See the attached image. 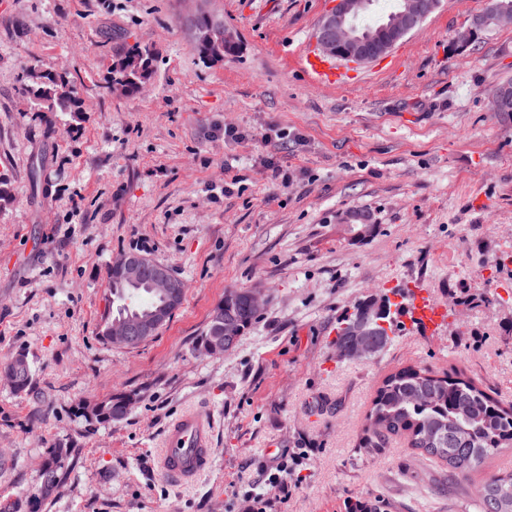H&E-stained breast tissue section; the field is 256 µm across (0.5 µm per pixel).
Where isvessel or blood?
<instances>
[{"label":"vessel or blood","mask_w":512,"mask_h":512,"mask_svg":"<svg viewBox=\"0 0 512 512\" xmlns=\"http://www.w3.org/2000/svg\"><path fill=\"white\" fill-rule=\"evenodd\" d=\"M306 69L323 82H342L345 73L317 53L307 54ZM213 413L210 408L188 410L172 420L164 431L162 469L166 476L190 483L210 465L213 455Z\"/></svg>","instance_id":"obj_1"}]
</instances>
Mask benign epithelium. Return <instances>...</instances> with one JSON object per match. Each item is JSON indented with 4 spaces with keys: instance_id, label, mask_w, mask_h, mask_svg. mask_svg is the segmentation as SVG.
I'll return each mask as SVG.
<instances>
[{
    "instance_id": "benign-epithelium-1",
    "label": "benign epithelium",
    "mask_w": 512,
    "mask_h": 512,
    "mask_svg": "<svg viewBox=\"0 0 512 512\" xmlns=\"http://www.w3.org/2000/svg\"><path fill=\"white\" fill-rule=\"evenodd\" d=\"M369 0H336L333 9L319 21L316 29L315 43L317 49L325 56L336 57L354 64L371 63L385 56L403 37L421 28L424 20L437 7V0H413L407 8L399 13L388 25V37L379 35H358L353 21L365 10ZM493 25L495 27L512 25V11L496 10L482 14L464 30L459 32L454 41L457 52L466 50L474 40L475 27ZM113 264L125 269V278L131 282H148L151 287L175 302L185 294L183 282L176 278L165 265L143 256L124 253L113 260ZM388 296L381 294L370 298L374 308L364 305L356 307L346 324L348 342L336 347L337 357L366 358L374 349L373 336L377 329L372 327L370 318L387 305ZM172 310L159 311L149 317H132L112 325L111 335L119 337L127 347H137L151 339L169 318ZM224 322V344L213 348L212 354L223 355L237 341L235 324L231 320Z\"/></svg>"
}]
</instances>
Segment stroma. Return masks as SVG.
<instances>
[{"mask_svg":"<svg viewBox=\"0 0 512 512\" xmlns=\"http://www.w3.org/2000/svg\"><path fill=\"white\" fill-rule=\"evenodd\" d=\"M0 7V512H476V491L512 471L501 449L463 481L402 440L362 448L377 388L415 364L462 374L512 404V116L491 111L512 80V26L456 52L488 0H441L418 32L354 81L303 65L332 0H5ZM223 20L240 52L206 63L190 24ZM154 51L133 97L113 92L116 53ZM77 82L82 120L43 117L36 76ZM240 137L225 138V125ZM232 190H225V183ZM375 226L354 239L345 212ZM134 252L169 267L182 305L134 348L101 339L107 271ZM230 288L267 304L221 356L198 348ZM443 312L405 320L369 360L336 357V326L373 293ZM24 355L30 389L7 366ZM135 394L126 417L89 427L87 400ZM211 407L215 457L191 486L168 480L165 426ZM65 478L42 490L50 449ZM287 465V498L270 477Z\"/></svg>","mask_w":512,"mask_h":512,"instance_id":"obj_1","label":"stroma"}]
</instances>
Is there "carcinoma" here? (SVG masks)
<instances>
[{"mask_svg": "<svg viewBox=\"0 0 512 512\" xmlns=\"http://www.w3.org/2000/svg\"><path fill=\"white\" fill-rule=\"evenodd\" d=\"M195 48L205 62L218 63L234 56L240 42L224 37V25L205 12L192 19ZM155 56L147 48L135 44L124 48L112 61L110 79L124 88V94L135 96L154 73ZM27 92L46 115L56 112L82 118L79 92L63 75L42 74L27 87ZM108 281L115 310L107 315L101 336L112 341V322L128 314L146 316L164 305L165 300L145 284L127 282L115 269H108ZM242 288L224 293V314L234 317L239 333L250 329L257 320L255 313L243 307ZM10 369L16 372L14 390L29 389L31 372L26 359L15 358ZM134 398L132 393H118L99 402H86L82 416L88 422L109 425L115 413ZM402 438L431 461L448 468V478L460 482L490 456L502 448L512 447V406L480 389L472 381L459 376L438 377L426 369L403 367L388 375L378 387L367 418L361 446L373 453L387 448L391 441ZM73 454L72 448H53L45 461L43 485H55L64 478ZM485 484L490 497L477 506V512H512V473L490 476Z\"/></svg>", "mask_w": 512, "mask_h": 512, "instance_id": "cac0c4a2", "label": "carcinoma"}]
</instances>
